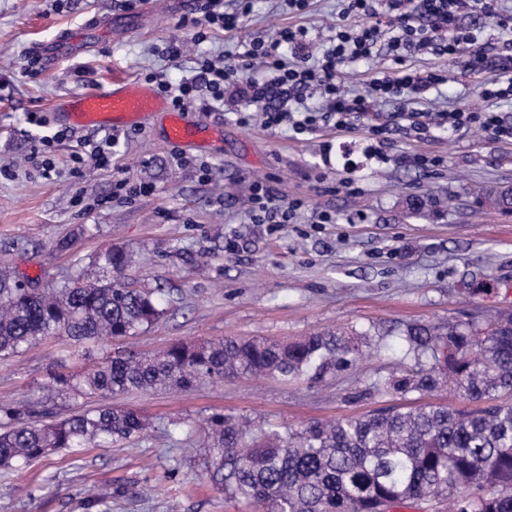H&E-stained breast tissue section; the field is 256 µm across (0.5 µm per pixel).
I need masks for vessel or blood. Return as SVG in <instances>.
Instances as JSON below:
<instances>
[{
  "mask_svg": "<svg viewBox=\"0 0 512 512\" xmlns=\"http://www.w3.org/2000/svg\"><path fill=\"white\" fill-rule=\"evenodd\" d=\"M56 112L75 127L114 129L141 125L161 112L165 115L164 137L171 144H196L203 132L186 111L169 110L166 101L147 84L120 77L99 91L60 103Z\"/></svg>",
  "mask_w": 512,
  "mask_h": 512,
  "instance_id": "1",
  "label": "vessel or blood"
}]
</instances>
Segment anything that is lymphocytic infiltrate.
Masks as SVG:
<instances>
[{"label": "lymphocytic infiltrate", "instance_id": "f902f5d3", "mask_svg": "<svg viewBox=\"0 0 512 512\" xmlns=\"http://www.w3.org/2000/svg\"><path fill=\"white\" fill-rule=\"evenodd\" d=\"M229 11L224 0H195L183 15L180 26L190 41L203 43L209 32L238 28L251 10V0H236ZM343 20L330 29L327 46L317 61H310L306 49L312 38L306 27L281 29L272 39L246 44L243 51L212 57L199 55L191 78L172 83L158 81L157 88L173 107L218 109L224 103L227 85L244 77L243 93L248 108L238 120L247 125L260 118L264 127H287L296 135L312 134L322 126L336 130L364 128L369 139L386 141L392 124L409 122L413 131L425 135L434 129L458 132L477 127L501 142H512V123L501 113L487 110L469 112L462 108L420 110L444 76L420 70L407 62L410 49L432 48L463 59L467 72L493 71L495 77L484 84L488 100H512V10L499 7L497 0H344ZM479 12L488 17L499 33L508 37L503 50L489 56L479 31L462 27L460 17ZM356 25H348L347 17ZM387 51L392 66L377 72L365 92H346L345 64L375 58ZM317 105H308V98ZM416 103L412 112L394 111L386 120L367 122L366 117L382 103ZM253 210L259 223L278 227L291 223L299 200H285L267 184L253 186Z\"/></svg>", "mask_w": 512, "mask_h": 512}]
</instances>
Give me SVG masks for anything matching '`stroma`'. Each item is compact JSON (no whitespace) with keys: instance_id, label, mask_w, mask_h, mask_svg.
<instances>
[{"instance_id":"1","label":"stroma","mask_w":512,"mask_h":512,"mask_svg":"<svg viewBox=\"0 0 512 512\" xmlns=\"http://www.w3.org/2000/svg\"><path fill=\"white\" fill-rule=\"evenodd\" d=\"M341 8V0H310L293 13L283 0H252L238 29L211 32L201 50L232 53L288 26L325 36ZM186 11L172 0L132 9L125 0H0V166L11 169L0 175V269L58 288L111 246L132 250L128 279L163 289L166 299L162 321L134 341L147 356L175 342L282 340L328 328L369 333L373 344L351 368L318 380L207 379L190 389L112 397V405L146 415L149 434L130 449H86L76 463L51 454L19 471L0 470V512H255L218 489L208 451L189 429L223 412L296 431L391 404L365 388L400 358L398 328L455 318L483 323L512 309V214L474 204L478 187L512 186V144L477 128L437 129L423 140L396 131L387 145L330 126L293 138L284 129L240 124L236 113L246 102L234 85L222 110L192 114L215 131L209 150L165 143L160 120L152 119L119 132L111 166L75 169L82 142L104 133L63 130L53 118L56 104L116 76L191 77L196 53L176 63L163 53L182 36ZM92 17L106 27L89 35L85 50L26 75L38 44L81 32ZM412 62L446 77L433 109L491 107L512 120V101L483 98L484 75L426 52ZM59 130L54 168L42 175L30 157L41 136ZM415 154L443 163L423 169L411 163ZM122 179L152 190L125 197L115 191ZM258 181L302 201L293 223L273 229L252 222ZM412 193L430 197L433 213L406 217L402 202ZM322 212L333 223H318ZM118 347L49 337L0 357V407L22 410L43 399L51 418L62 419L99 405L98 397L70 390L47 396L46 386L51 373L79 375ZM174 422L181 431H171ZM89 485L112 490V498L84 510L79 491Z\"/></svg>"}]
</instances>
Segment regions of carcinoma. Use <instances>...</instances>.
<instances>
[{"mask_svg":"<svg viewBox=\"0 0 512 512\" xmlns=\"http://www.w3.org/2000/svg\"><path fill=\"white\" fill-rule=\"evenodd\" d=\"M485 195L512 213V187ZM409 214L430 211L425 195L405 198ZM132 254L113 246L61 288H41L0 272V356L11 357L50 337L74 341L132 339L166 313L158 293L124 280ZM405 354L375 378L368 393L401 400L449 387L482 403L474 410L403 405L316 421L287 434L214 414L203 431L224 493L260 512H396L414 500H448L454 512H512V311L486 325L475 321L415 322L398 331ZM366 334L325 330L295 340L226 338L196 346L173 343L152 357L127 347L77 382L52 374L58 386L109 398L166 383L191 388L203 379L247 375L280 381L314 379L347 369L363 354ZM0 468L50 452L74 455L141 437L148 423L129 409L93 407L57 422L31 411H4Z\"/></svg>","mask_w":512,"mask_h":512,"instance_id":"obj_1","label":"carcinoma"}]
</instances>
